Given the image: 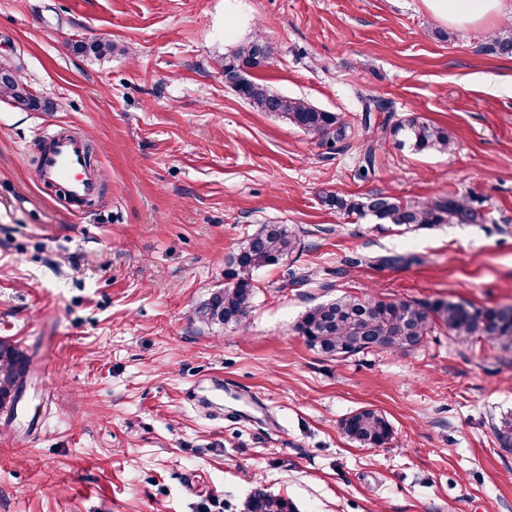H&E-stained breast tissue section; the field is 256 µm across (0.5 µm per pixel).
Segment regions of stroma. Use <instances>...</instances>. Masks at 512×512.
<instances>
[{"instance_id":"35a3bbf8","label":"stroma","mask_w":512,"mask_h":512,"mask_svg":"<svg viewBox=\"0 0 512 512\" xmlns=\"http://www.w3.org/2000/svg\"><path fill=\"white\" fill-rule=\"evenodd\" d=\"M501 19L455 28L423 0H0V63L42 109L0 97V337L30 358L0 409V512H244L255 486L296 512H512V352L437 330L408 353L346 359L296 324L351 293L512 304V57ZM273 48L256 75L340 113L320 144L224 84L231 40ZM118 49L93 61L79 41ZM388 101L391 113L362 110ZM417 117L451 151L384 132ZM93 147V206L37 178L46 130ZM374 172L355 175L364 140ZM387 191L463 196L483 219L399 231L323 203ZM282 224L298 246L259 270L247 323L194 311L241 241ZM401 254L379 268L370 258ZM371 407L385 448L340 422Z\"/></svg>"}]
</instances>
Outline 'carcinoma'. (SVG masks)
I'll list each match as a JSON object with an SVG mask.
<instances>
[{
    "mask_svg": "<svg viewBox=\"0 0 512 512\" xmlns=\"http://www.w3.org/2000/svg\"><path fill=\"white\" fill-rule=\"evenodd\" d=\"M269 44L257 34L240 45L222 61L223 71L243 67L241 79L231 89L246 99L259 112L288 121L300 130L325 142L336 144L346 137L348 123L336 112L320 109L300 98L271 91L253 79L249 71L264 66L273 50L260 56L258 46ZM117 48L110 40H94L79 45V50L96 58ZM493 54L512 56V26L492 40ZM0 96L10 98L24 110L39 108L38 100L21 81L14 77L0 80ZM389 134L403 135L419 151H448L453 140L448 131L409 117L392 125ZM328 206L348 213H370L384 224L406 230L450 224H475L481 213L465 197L437 198L409 203L384 191L361 200L323 193ZM298 238L280 224H263L246 237L227 260L224 287L216 289L195 310L196 318L206 325L231 323L240 326L249 316L254 298V274L288 260L296 251ZM443 325L453 336H485L505 350L512 349V306L475 307L467 302L437 300L433 303L401 296L373 294L359 297L345 293L338 298L307 310L296 331L306 342L328 357H347L365 350L405 353L418 347L432 329ZM29 359L18 344L0 339V401L16 396L28 374ZM347 438L363 448H385L393 429L387 417L373 408H361L341 421ZM496 438L504 448L512 447V415L503 417L495 427ZM246 512H294L286 498L274 497L264 489H254L247 501Z\"/></svg>",
    "mask_w": 512,
    "mask_h": 512,
    "instance_id": "obj_1",
    "label": "carcinoma"
}]
</instances>
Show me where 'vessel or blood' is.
Returning a JSON list of instances; mask_svg holds the SVG:
<instances>
[{
	"label": "vessel or blood",
	"mask_w": 512,
	"mask_h": 512,
	"mask_svg": "<svg viewBox=\"0 0 512 512\" xmlns=\"http://www.w3.org/2000/svg\"><path fill=\"white\" fill-rule=\"evenodd\" d=\"M51 151L39 177L60 184L68 199L80 200L95 194L97 182L85 173L83 138L77 133H50Z\"/></svg>",
	"instance_id": "obj_1"
}]
</instances>
